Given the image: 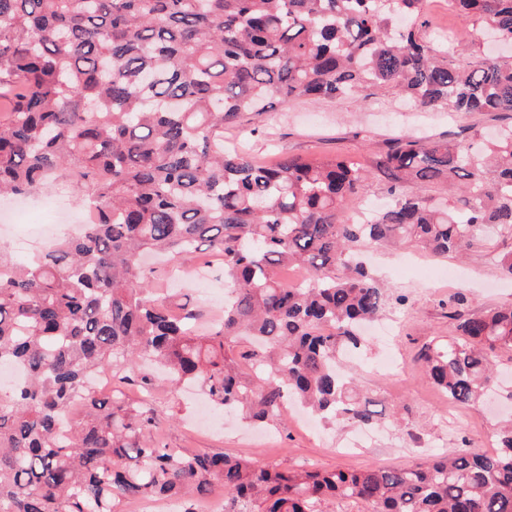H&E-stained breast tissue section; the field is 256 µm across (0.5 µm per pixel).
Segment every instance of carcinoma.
Segmentation results:
<instances>
[{"label": "carcinoma", "mask_w": 512, "mask_h": 512, "mask_svg": "<svg viewBox=\"0 0 512 512\" xmlns=\"http://www.w3.org/2000/svg\"><path fill=\"white\" fill-rule=\"evenodd\" d=\"M512 42V0H448ZM424 0H0V195L64 176L94 221L31 261L0 251V512H118L174 500L197 512L216 487L228 512H512V424L491 452L406 467H257L223 452L169 448L139 393L196 383L220 408L268 425L290 400L328 423L370 425L369 397L343 376L367 347L362 324L389 295L361 246L411 243L446 257L484 227L512 235V127L479 144L400 134L376 168L390 204L367 224L347 202L369 172L344 159L273 164L224 149V128L262 121L273 101L367 99L394 90L427 109L512 112V62L448 63L422 39ZM448 184L450 197L423 193ZM223 258L224 317L196 333L195 307L154 291L148 255ZM289 269L305 272L290 288ZM456 334L421 360L448 400L499 389L512 306L444 302ZM144 360L159 371L142 372Z\"/></svg>", "instance_id": "1"}]
</instances>
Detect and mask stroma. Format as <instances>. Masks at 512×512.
I'll return each instance as SVG.
<instances>
[{"mask_svg": "<svg viewBox=\"0 0 512 512\" xmlns=\"http://www.w3.org/2000/svg\"><path fill=\"white\" fill-rule=\"evenodd\" d=\"M512 124V112L455 115L444 110H423L402 106L391 91H381L362 101L346 97L335 102L293 99L274 103L266 121L254 130L230 127L224 131V144L252 156L270 160L280 156L307 159L350 157L372 176L360 196L349 203L358 210L371 201L387 204L388 182L376 171L378 158L391 139L403 132L445 139L460 130L479 136L497 126ZM64 201L72 223H79L78 194L75 189L61 191L51 185L40 192L15 201L14 219L9 231L37 245L38 231L56 201ZM512 250V235L492 234L463 257L424 256L414 248L383 247L378 251L379 273L393 301L385 314L398 318L400 329L389 344L374 342V354L391 349L399 376L370 372L363 357H354L347 369L359 388L377 405L380 416L374 425L373 441L361 448L344 447L345 439L357 433V426H317L308 429L298 419H278L275 426L262 429L249 424L242 415L213 410V425L194 427L202 399L197 391L159 387L154 406L160 421L159 432L171 448H186L199 453L223 452L258 466L307 468L321 471L360 470L374 466H408L428 456L451 453L468 447L481 449L485 433L494 431L496 412L474 408L469 421L448 423V398L430 381L417 361L423 345L431 340H448L455 328L443 302L452 290L468 294L475 312L512 303V278L503 276L494 264L495 254ZM455 268L460 272L455 287L427 278L432 269ZM210 291L201 296L193 272L184 274V291L205 318L221 316L224 306V273L212 268ZM406 295V305L394 298Z\"/></svg>", "mask_w": 512, "mask_h": 512, "instance_id": "stroma-1", "label": "stroma"}]
</instances>
